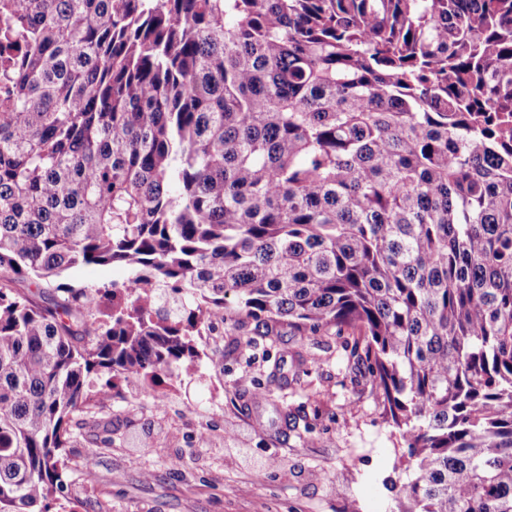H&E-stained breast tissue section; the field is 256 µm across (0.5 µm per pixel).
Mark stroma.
<instances>
[{"mask_svg": "<svg viewBox=\"0 0 512 512\" xmlns=\"http://www.w3.org/2000/svg\"><path fill=\"white\" fill-rule=\"evenodd\" d=\"M344 338L302 336L278 324L245 339L216 324L208 361L165 381L164 407L137 385L106 409L111 446L69 451L75 512H394L406 480L365 366ZM239 447L224 445L225 430ZM212 437L197 447L199 431ZM93 470H86V457Z\"/></svg>", "mask_w": 512, "mask_h": 512, "instance_id": "stroma-1", "label": "stroma"}]
</instances>
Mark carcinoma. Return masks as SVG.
Returning a JSON list of instances; mask_svg holds the SVG:
<instances>
[{
	"mask_svg": "<svg viewBox=\"0 0 512 512\" xmlns=\"http://www.w3.org/2000/svg\"><path fill=\"white\" fill-rule=\"evenodd\" d=\"M229 319L353 336L398 512H512V0H0V512ZM128 277V271L119 265H87L71 269L62 282L76 288H101L112 282L121 283Z\"/></svg>",
	"mask_w": 512,
	"mask_h": 512,
	"instance_id": "carcinoma-1",
	"label": "carcinoma"
}]
</instances>
